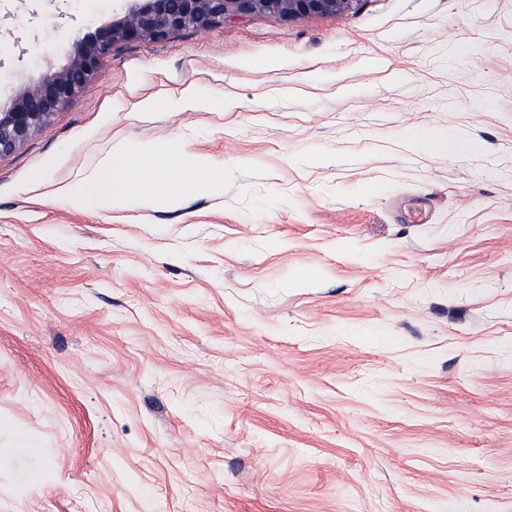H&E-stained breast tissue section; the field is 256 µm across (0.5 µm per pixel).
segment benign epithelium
I'll use <instances>...</instances> for the list:
<instances>
[{"label":"benign epithelium","instance_id":"benign-epithelium-1","mask_svg":"<svg viewBox=\"0 0 512 512\" xmlns=\"http://www.w3.org/2000/svg\"><path fill=\"white\" fill-rule=\"evenodd\" d=\"M360 0H137L120 20L75 37L68 63L0 106V156L14 151L87 86L119 40L166 39L186 29H207L233 18L270 14L301 18L353 9Z\"/></svg>","mask_w":512,"mask_h":512}]
</instances>
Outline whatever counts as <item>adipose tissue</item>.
I'll use <instances>...</instances> for the list:
<instances>
[{
	"instance_id": "obj_1",
	"label": "adipose tissue",
	"mask_w": 512,
	"mask_h": 512,
	"mask_svg": "<svg viewBox=\"0 0 512 512\" xmlns=\"http://www.w3.org/2000/svg\"><path fill=\"white\" fill-rule=\"evenodd\" d=\"M222 171L209 155L177 144L113 141L111 151L87 174L67 184L64 195L84 208L176 209L197 190L212 187Z\"/></svg>"
}]
</instances>
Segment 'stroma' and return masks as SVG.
Wrapping results in <instances>:
<instances>
[{
  "label": "stroma",
  "instance_id": "stroma-1",
  "mask_svg": "<svg viewBox=\"0 0 512 512\" xmlns=\"http://www.w3.org/2000/svg\"><path fill=\"white\" fill-rule=\"evenodd\" d=\"M131 5L0 0V104ZM118 137L235 165L74 206ZM0 512H512V0L121 40L0 157ZM408 147L427 153L458 154L466 152L469 149V144L452 132H443L432 136L412 134Z\"/></svg>",
  "mask_w": 512,
  "mask_h": 512
}]
</instances>
